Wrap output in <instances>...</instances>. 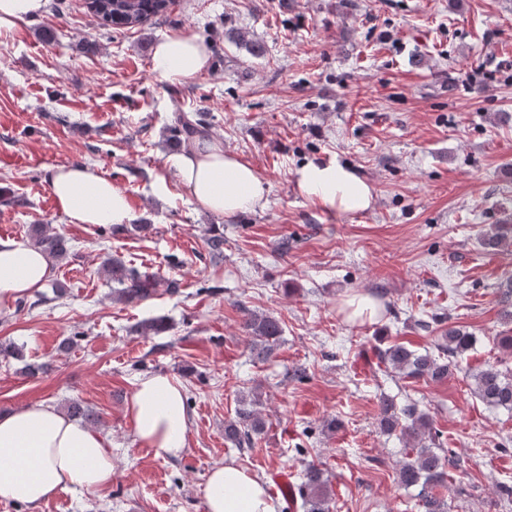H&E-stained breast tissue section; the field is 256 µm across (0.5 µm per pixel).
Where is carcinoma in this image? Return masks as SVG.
I'll list each match as a JSON object with an SVG mask.
<instances>
[{"label": "carcinoma", "mask_w": 512, "mask_h": 512, "mask_svg": "<svg viewBox=\"0 0 512 512\" xmlns=\"http://www.w3.org/2000/svg\"><path fill=\"white\" fill-rule=\"evenodd\" d=\"M167 5L168 0H104L101 8L92 11V14L104 26L132 28L163 13ZM204 123L202 114L194 121L181 115L175 137L186 143L200 132V126ZM29 233L33 244L50 259L61 261L68 256V240L49 225L32 224ZM509 239L512 240V225L500 224L492 235L483 240V246L496 248ZM102 270L112 282L113 297L119 302L146 300L158 286L155 278L126 266L116 258L106 259ZM245 328L251 337V353L258 359L267 358L282 335L279 321L267 315H250ZM472 344L470 334L450 326L441 341L436 343L434 354L428 349L421 352L401 343H393L377 349V357L387 369L413 378L440 380L448 376L454 358L466 353ZM473 380V393L478 399L489 407L512 412L511 373L488 367L473 375ZM259 404L260 397L256 393L239 399L235 417L224 422V440L239 450L245 444L252 445L253 438L260 435L265 427L257 409ZM380 428L386 433L398 431L406 440L413 442L409 459L398 469L399 484L405 488H419L417 497L422 512H448V502L436 493V489L446 482L447 467H453L455 463L452 458L442 457L423 444L425 437L431 434L429 417L419 411L413 402L399 407L394 399L384 398L380 402ZM328 499V479L324 477V472L313 464L307 465L299 488V508L302 512H329Z\"/></svg>", "instance_id": "carcinoma-1"}]
</instances>
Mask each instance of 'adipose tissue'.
Listing matches in <instances>:
<instances>
[{
	"label": "adipose tissue",
	"instance_id": "adipose-tissue-1",
	"mask_svg": "<svg viewBox=\"0 0 512 512\" xmlns=\"http://www.w3.org/2000/svg\"><path fill=\"white\" fill-rule=\"evenodd\" d=\"M210 49L196 37L175 34L158 41L152 68L168 82H186L207 67ZM191 201L217 215L234 216L262 206L266 187L257 171L205 136L171 161ZM297 186L321 207L343 213L368 210L373 189L350 168L320 160L296 172ZM52 197L73 224H125L126 195L89 166H62L49 175ZM51 261L27 240L0 239V311L43 288ZM137 440L156 454L176 458L187 446L181 386L168 376L141 379L129 403ZM112 453L106 438L71 420L54 405L37 403L0 413V499L37 508L62 491H98L111 485ZM206 512H277L265 481L228 460L214 467L204 487Z\"/></svg>",
	"mask_w": 512,
	"mask_h": 512
}]
</instances>
